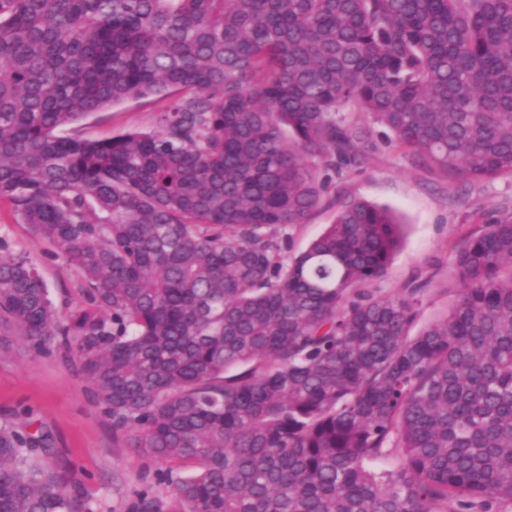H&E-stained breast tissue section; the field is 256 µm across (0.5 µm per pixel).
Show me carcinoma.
Segmentation results:
<instances>
[{
    "mask_svg": "<svg viewBox=\"0 0 512 512\" xmlns=\"http://www.w3.org/2000/svg\"><path fill=\"white\" fill-rule=\"evenodd\" d=\"M164 93L154 131L70 134ZM378 126L512 176V0H0V210L80 276L61 318L0 256V336L66 348L173 512H512V211L410 334L424 289L372 287L399 224L344 183ZM50 451L0 423V512H81ZM334 216V209L322 208L315 212L309 224L297 226L288 230L292 237L295 250H301L317 235H319L327 224H331Z\"/></svg>",
    "mask_w": 512,
    "mask_h": 512,
    "instance_id": "1",
    "label": "carcinoma"
}]
</instances>
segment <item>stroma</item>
Listing matches in <instances>:
<instances>
[{
  "label": "stroma",
  "instance_id": "1",
  "mask_svg": "<svg viewBox=\"0 0 512 512\" xmlns=\"http://www.w3.org/2000/svg\"><path fill=\"white\" fill-rule=\"evenodd\" d=\"M169 103L161 95L128 99L83 120L78 131L88 138L152 131ZM346 184L355 196L396 210L404 223L402 244L375 286L383 295L428 286L413 325L417 331L442 316L453 300L448 276L456 246L478 231L486 216L512 209V177L450 183L387 148L366 169L347 176ZM19 252L37 266L59 313L79 302L76 268L50 256L27 225L0 216V255ZM1 421L49 435L50 462L78 481L82 512H133L145 491L163 502L171 500L168 486L155 478L158 462L127 440L114 439L111 419L95 404L63 347L33 356L19 341L0 340Z\"/></svg>",
  "mask_w": 512,
  "mask_h": 512
}]
</instances>
